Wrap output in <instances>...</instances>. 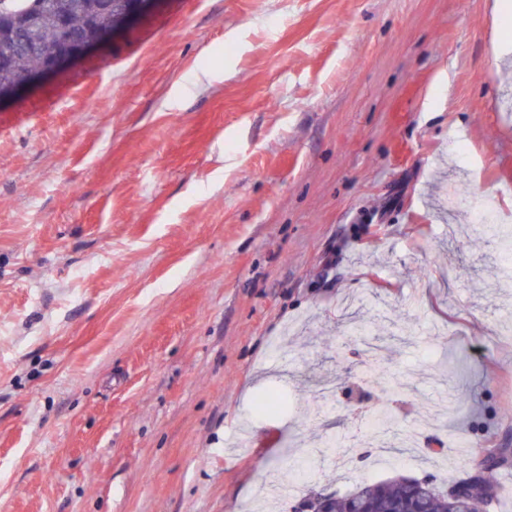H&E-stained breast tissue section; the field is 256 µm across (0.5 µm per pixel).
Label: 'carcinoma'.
I'll list each match as a JSON object with an SVG mask.
<instances>
[{
    "label": "carcinoma",
    "mask_w": 512,
    "mask_h": 512,
    "mask_svg": "<svg viewBox=\"0 0 512 512\" xmlns=\"http://www.w3.org/2000/svg\"><path fill=\"white\" fill-rule=\"evenodd\" d=\"M66 12L67 28L57 21V7ZM110 14L101 8V0H0V19L10 24L13 34L22 37L31 24H36L39 52L29 53L17 48L15 39L0 40V55L13 52L12 64L0 69V82L13 80L33 70L42 59L58 49L66 31L83 32L108 22ZM500 464L485 471L469 472L451 482L462 487L457 495L444 493L429 479L418 480L398 476L379 482L362 481L342 499H334V512H477L494 501L499 486L494 473Z\"/></svg>",
    "instance_id": "obj_1"
}]
</instances>
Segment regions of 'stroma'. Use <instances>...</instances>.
Listing matches in <instances>:
<instances>
[{
    "mask_svg": "<svg viewBox=\"0 0 512 512\" xmlns=\"http://www.w3.org/2000/svg\"><path fill=\"white\" fill-rule=\"evenodd\" d=\"M452 194L512 219V0H152L1 101L0 512H289L512 449V246ZM386 404L395 456L339 466Z\"/></svg>",
    "mask_w": 512,
    "mask_h": 512,
    "instance_id": "1",
    "label": "stroma"
}]
</instances>
